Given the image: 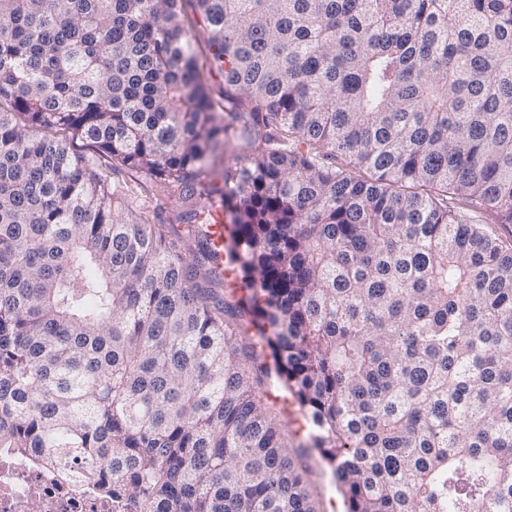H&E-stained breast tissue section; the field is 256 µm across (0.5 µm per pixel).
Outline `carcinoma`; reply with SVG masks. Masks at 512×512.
Wrapping results in <instances>:
<instances>
[{"label": "carcinoma", "mask_w": 512, "mask_h": 512, "mask_svg": "<svg viewBox=\"0 0 512 512\" xmlns=\"http://www.w3.org/2000/svg\"><path fill=\"white\" fill-rule=\"evenodd\" d=\"M485 213L512 0H0V448L139 512H317L315 451L347 512H512Z\"/></svg>", "instance_id": "1"}]
</instances>
